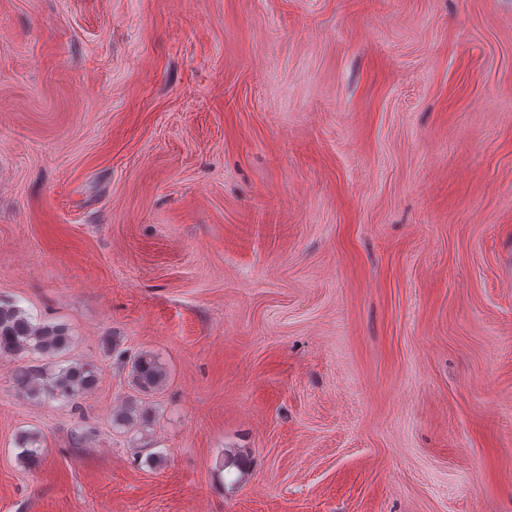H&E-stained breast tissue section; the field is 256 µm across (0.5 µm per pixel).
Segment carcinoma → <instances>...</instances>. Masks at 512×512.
Returning <instances> with one entry per match:
<instances>
[{
    "label": "carcinoma",
    "mask_w": 512,
    "mask_h": 512,
    "mask_svg": "<svg viewBox=\"0 0 512 512\" xmlns=\"http://www.w3.org/2000/svg\"><path fill=\"white\" fill-rule=\"evenodd\" d=\"M72 344L68 329L59 323L35 322L20 307L0 303V356L25 359L37 355L53 361V369L26 365L17 381L24 392L35 398L57 400L71 405L90 393L97 384V375L88 365L65 355ZM128 376L134 389L143 395L160 390L168 379V370L153 353L139 352L128 360ZM147 411L136 400H130L114 413L112 424L117 428H134L146 421ZM19 449L17 460L25 469L37 467L43 458L38 433L24 431L15 440Z\"/></svg>",
    "instance_id": "carcinoma-1"
}]
</instances>
